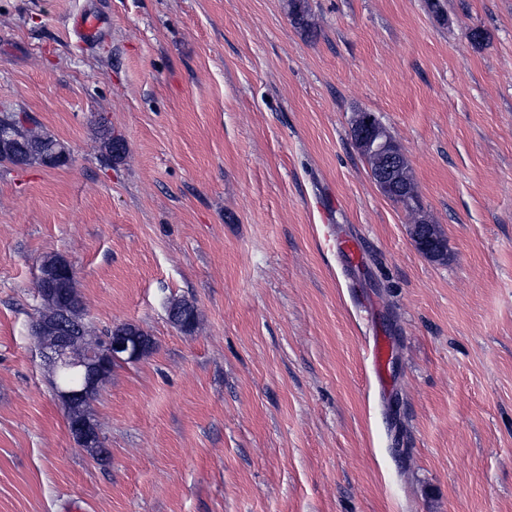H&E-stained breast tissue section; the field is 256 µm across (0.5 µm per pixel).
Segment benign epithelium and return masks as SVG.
I'll list each match as a JSON object with an SVG mask.
<instances>
[{
	"instance_id": "7a95c632",
	"label": "benign epithelium",
	"mask_w": 512,
	"mask_h": 512,
	"mask_svg": "<svg viewBox=\"0 0 512 512\" xmlns=\"http://www.w3.org/2000/svg\"><path fill=\"white\" fill-rule=\"evenodd\" d=\"M355 136L363 150L379 160L377 173L381 181L388 182L400 170V157L389 139L383 125H372L367 120L356 118ZM70 160V150L60 144L42 155V165L57 167ZM0 161L26 168L31 165L30 152L18 146L14 129L11 126L0 127ZM410 235L419 250L427 256H439L445 249L440 232L432 224L417 222L410 225ZM70 264L63 258L52 263H43L39 268L38 279L42 283L41 293L50 297L55 294L48 288L54 279H62ZM33 333L37 336L41 354L49 373L61 368L79 367L83 372V382L79 387H57L54 394L62 407L70 414L80 408L89 395L101 387L106 375L117 363H134L148 356L155 347L154 338L139 336L133 329L122 324L112 328V333L101 336L91 342H77L72 346H62L53 340L56 333L55 322L43 315L37 317ZM70 434L80 449L90 448L95 444V431L85 415L73 421Z\"/></svg>"
}]
</instances>
